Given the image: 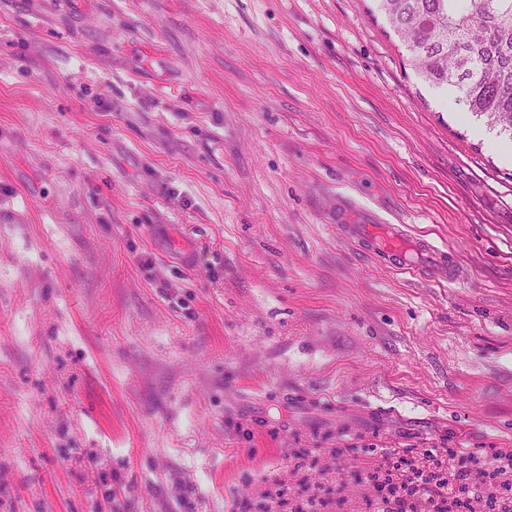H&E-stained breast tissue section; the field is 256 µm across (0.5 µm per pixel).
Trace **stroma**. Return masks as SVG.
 Instances as JSON below:
<instances>
[{"label": "stroma", "instance_id": "35a3bbf8", "mask_svg": "<svg viewBox=\"0 0 512 512\" xmlns=\"http://www.w3.org/2000/svg\"><path fill=\"white\" fill-rule=\"evenodd\" d=\"M477 125L380 0H0V512H368L369 464L451 448L512 482V164ZM365 224H350L349 215L340 212L336 223L340 235L362 246L368 252L386 260L398 271L419 276L459 281L463 271L451 250L430 240L412 236L404 224H377L365 219Z\"/></svg>", "mask_w": 512, "mask_h": 512}]
</instances>
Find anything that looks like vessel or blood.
<instances>
[{
  "mask_svg": "<svg viewBox=\"0 0 512 512\" xmlns=\"http://www.w3.org/2000/svg\"><path fill=\"white\" fill-rule=\"evenodd\" d=\"M336 222L342 237L382 257L395 270L422 278L437 277L451 283L459 281L463 274L452 251L410 235L405 225L379 224L371 219L353 224L343 212L337 215Z\"/></svg>",
  "mask_w": 512,
  "mask_h": 512,
  "instance_id": "obj_1",
  "label": "vessel or blood"
}]
</instances>
